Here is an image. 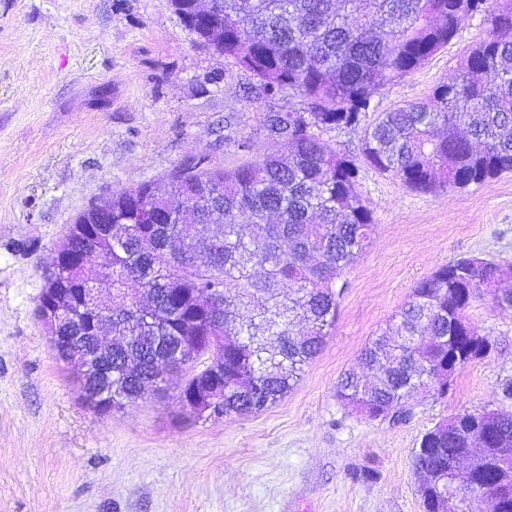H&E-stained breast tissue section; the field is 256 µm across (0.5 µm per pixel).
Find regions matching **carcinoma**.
Wrapping results in <instances>:
<instances>
[{"label":"carcinoma","mask_w":512,"mask_h":512,"mask_svg":"<svg viewBox=\"0 0 512 512\" xmlns=\"http://www.w3.org/2000/svg\"><path fill=\"white\" fill-rule=\"evenodd\" d=\"M482 14L485 36L454 79L424 101L399 105L367 126L364 163L425 193L463 190L512 171V0H211L208 22L224 29L213 48L235 59L265 94L291 90L299 112H268L287 154H264L231 169L189 161L168 179L142 183L112 201V255L76 236V252L112 274V354L97 364L122 409L142 399L141 381L160 377L168 389L170 356L224 365L221 416H249L284 398L321 352L336 320V279L371 243L375 224L359 190L355 159L324 135L357 126L371 100L446 47L469 17ZM155 222L143 223L147 210ZM221 224L219 236L209 225ZM502 266L460 257L419 281L360 361L376 375L350 372L337 385L347 405L391 406L389 423L412 412L420 390L446 394L442 377L486 356L472 348L467 311L484 292L498 294ZM135 275L153 320L131 319L124 277ZM44 287H76L56 268ZM234 290H226V284ZM224 295L220 326L206 299ZM486 423L463 412L421 436L414 452L423 499L452 481L450 466L482 444L512 443V414ZM472 491L512 486V459L471 476Z\"/></svg>","instance_id":"carcinoma-1"}]
</instances>
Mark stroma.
I'll list each match as a JSON object with an SVG mask.
<instances>
[{"instance_id": "35a3bbf8", "label": "stroma", "mask_w": 512, "mask_h": 512, "mask_svg": "<svg viewBox=\"0 0 512 512\" xmlns=\"http://www.w3.org/2000/svg\"><path fill=\"white\" fill-rule=\"evenodd\" d=\"M487 24L376 95L365 116L448 81ZM253 75L200 42L170 0H0V512H422L412 452L442 419L500 407L512 378V309L468 312L493 350L421 393L409 420L372 421L336 396L340 375L442 264L512 266V173L421 193L361 166L375 233L339 278L322 352L265 411L201 420L176 390L101 414L57 359L35 307L43 271L88 205L193 158L231 169L284 146L267 112L301 96L259 95Z\"/></svg>"}]
</instances>
